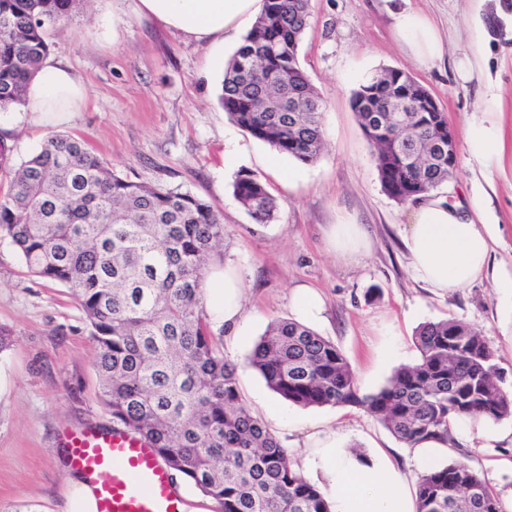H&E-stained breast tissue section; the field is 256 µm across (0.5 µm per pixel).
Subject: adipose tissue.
Here are the masks:
<instances>
[{"mask_svg":"<svg viewBox=\"0 0 512 512\" xmlns=\"http://www.w3.org/2000/svg\"><path fill=\"white\" fill-rule=\"evenodd\" d=\"M264 0H139V10L183 36L202 41L225 35L243 36L261 14ZM394 31L413 58L425 65L440 61L444 40L424 14L408 10L395 18ZM34 111L54 112L60 119L79 111L86 89L68 69L44 61L27 89ZM467 152L481 166H498L502 141L494 112L470 124L464 134ZM492 236L470 214L440 200L421 201L412 212L405 247L414 277L437 292L465 287L482 277L491 256ZM240 283L225 271L210 290L209 304L216 325L233 326L242 318L238 303ZM321 464L336 475L332 512H408L401 494V480L385 464L360 468L338 455L333 441H324Z\"/></svg>","mask_w":512,"mask_h":512,"instance_id":"ef3b65f1","label":"adipose tissue"}]
</instances>
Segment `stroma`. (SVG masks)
Returning a JSON list of instances; mask_svg holds the SVG:
<instances>
[{
    "mask_svg": "<svg viewBox=\"0 0 512 512\" xmlns=\"http://www.w3.org/2000/svg\"><path fill=\"white\" fill-rule=\"evenodd\" d=\"M299 62L323 100L325 151L312 164L275 155L230 122L218 103L235 44L210 45L141 15L138 0H88L49 32V59L87 85L80 112L57 120L21 105L0 112V191L49 134L83 139L124 177L177 186L205 200L224 224V265L243 284V321L223 334L224 356L238 366L250 411L287 448L297 470L322 494L335 485L316 464L320 438L372 466L387 457L414 496L425 461L476 471L512 512V418L464 420L446 448L410 447L351 405L302 407L270 390L246 358L268 324L295 316L308 286L324 301L315 332L350 363L360 393L384 386L414 363L417 328L455 319L492 348L512 390V0H310ZM424 12L445 42L441 62L418 63L398 41L394 18ZM409 73L434 97L456 135L481 117L489 98L504 140L501 164L483 170L467 151L434 190L461 209L481 204L494 242L487 277L437 294L413 280L402 245L414 202L384 190L351 107L363 81L382 69ZM262 181L277 217L258 224L233 195L237 175ZM337 224H355L367 247L340 256L329 244ZM0 512H65L68 476L62 429L112 427L99 399L95 345L83 313L63 285L39 278L19 251L0 241Z\"/></svg>",
    "mask_w": 512,
    "mask_h": 512,
    "instance_id": "1",
    "label": "stroma"
}]
</instances>
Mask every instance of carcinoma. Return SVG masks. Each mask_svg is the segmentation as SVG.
Segmentation results:
<instances>
[{"label":"carcinoma","instance_id":"1","mask_svg":"<svg viewBox=\"0 0 512 512\" xmlns=\"http://www.w3.org/2000/svg\"><path fill=\"white\" fill-rule=\"evenodd\" d=\"M309 0H265L224 72L228 118L275 152L315 162L323 148V103L298 50ZM86 0H0V109L25 103L28 82L49 52V28ZM359 86L351 105L362 131L373 111L386 120L368 143L390 197L416 200L448 181L433 154L448 120L432 96L401 70ZM425 96L419 111H395ZM423 153L418 165L410 150ZM258 224L278 205L247 174L233 184ZM0 239L16 246L34 275L68 288L96 350L100 400L122 428L147 439L170 469L211 498L216 512H331L288 450L245 406L238 366L224 358L206 311V280L224 262V224L204 200L178 187L130 181L80 139L52 134L0 193ZM416 363L361 395L353 370L330 340L292 319L271 322L249 365L296 405L352 404L399 441H452L459 418L512 417V394L486 339L454 319L415 334ZM415 512H502L497 496L464 463L418 478Z\"/></svg>","mask_w":512,"mask_h":512}]
</instances>
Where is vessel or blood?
I'll use <instances>...</instances> for the list:
<instances>
[{"mask_svg": "<svg viewBox=\"0 0 512 512\" xmlns=\"http://www.w3.org/2000/svg\"><path fill=\"white\" fill-rule=\"evenodd\" d=\"M72 465L97 486L98 512H182L163 458L120 428L63 430Z\"/></svg>", "mask_w": 512, "mask_h": 512, "instance_id": "vessel-or-blood-1", "label": "vessel or blood"}]
</instances>
